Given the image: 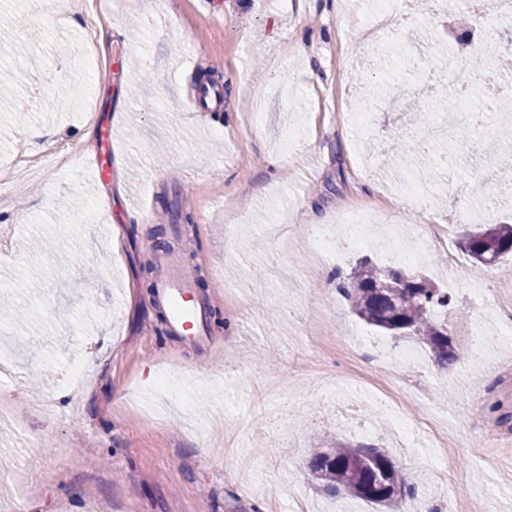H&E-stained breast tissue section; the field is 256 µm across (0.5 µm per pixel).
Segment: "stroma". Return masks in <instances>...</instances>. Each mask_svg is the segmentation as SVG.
<instances>
[{"label":"stroma","instance_id":"stroma-1","mask_svg":"<svg viewBox=\"0 0 512 512\" xmlns=\"http://www.w3.org/2000/svg\"><path fill=\"white\" fill-rule=\"evenodd\" d=\"M389 11L407 18L389 41L449 38L444 0ZM115 23L123 38L85 63L86 36ZM347 31H370L361 0H107L102 12L69 0L62 17L45 0H0V72L14 86L0 100V329L15 338L0 373V512H380L311 473L313 449L337 442L396 461L415 487L403 512H468L472 492L512 512V447L484 435L512 413L500 320L512 288L484 286L463 255L455 286L441 252L418 264L489 341L444 370L337 296L362 255L386 263L378 244L308 258L309 209L332 226L344 206L393 207L382 190L397 178L343 124L344 89L392 140L410 95L452 87L429 59L395 80L346 63ZM104 118L119 185L82 161L100 146L84 125ZM470 188L430 181L433 206L407 209L406 229L474 203ZM162 253L206 308L202 347L167 332ZM380 351L426 376L397 410L371 384ZM74 365L87 389L69 387ZM398 416L416 426L413 446Z\"/></svg>","mask_w":512,"mask_h":512}]
</instances>
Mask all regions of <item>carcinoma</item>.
Masks as SVG:
<instances>
[{
    "instance_id": "cac0c4a2",
    "label": "carcinoma",
    "mask_w": 512,
    "mask_h": 512,
    "mask_svg": "<svg viewBox=\"0 0 512 512\" xmlns=\"http://www.w3.org/2000/svg\"><path fill=\"white\" fill-rule=\"evenodd\" d=\"M444 161H451V153L445 148L433 150L423 142L396 141L387 164L399 171L410 163L431 178L437 171L436 163ZM456 245L475 262L492 266L501 257L512 255V224L481 225L462 231ZM350 279L342 292L360 320L392 336H416L444 368L464 358L465 350L451 338V320L457 315L450 319L435 315L436 308L451 305L448 293L419 274L378 266L367 258L358 262ZM313 466L332 492L343 490L389 512H399L405 480L382 450L372 445L338 443L316 453Z\"/></svg>"
}]
</instances>
